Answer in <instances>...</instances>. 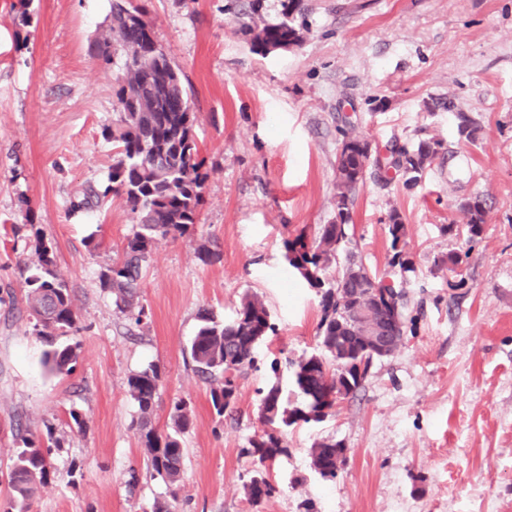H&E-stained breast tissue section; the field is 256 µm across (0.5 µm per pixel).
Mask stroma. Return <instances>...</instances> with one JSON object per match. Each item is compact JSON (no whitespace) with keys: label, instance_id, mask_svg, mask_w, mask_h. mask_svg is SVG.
<instances>
[{"label":"stroma","instance_id":"1","mask_svg":"<svg viewBox=\"0 0 512 512\" xmlns=\"http://www.w3.org/2000/svg\"><path fill=\"white\" fill-rule=\"evenodd\" d=\"M138 2L184 75L210 176L195 230L153 253L142 283L151 318L134 337L98 275L136 216L119 198L76 208L112 167L101 130L117 117L116 67L94 51L110 0H0V512L21 425L59 441L35 512H152L168 490L146 471L126 391L150 363L162 373L156 423L175 398L194 411L176 512H512V0H304L301 46L265 56L226 0ZM465 121L475 140L459 137ZM347 131L381 152L442 142L417 185L388 171L353 194L350 248L404 289L407 333L332 416L288 428L289 452L270 467L278 491L255 506L242 450L262 430V392L288 385L319 321V297L289 268L283 240L335 221ZM475 198L488 215L472 241L460 205ZM393 209L406 273L389 265ZM30 223L52 241L77 307L81 353L68 375L45 369L26 316L21 268L33 252L13 228ZM207 249L221 261L203 262ZM451 252L462 257L456 276L438 264ZM246 294L265 302L276 333L222 419L188 346L199 310L230 317ZM73 409L83 433L67 425ZM326 439L347 450L332 482L311 468Z\"/></svg>","mask_w":512,"mask_h":512}]
</instances>
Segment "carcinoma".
Segmentation results:
<instances>
[{
	"instance_id": "carcinoma-1",
	"label": "carcinoma",
	"mask_w": 512,
	"mask_h": 512,
	"mask_svg": "<svg viewBox=\"0 0 512 512\" xmlns=\"http://www.w3.org/2000/svg\"><path fill=\"white\" fill-rule=\"evenodd\" d=\"M266 0H230L227 10L237 15L240 32L249 38L253 50L267 54L269 48L294 47L303 41L304 27L295 23L302 13L303 0H279L280 18L265 19ZM152 23L140 6L130 0H112L111 25L107 35L95 42L99 59L108 64L122 62L123 74L115 91L118 118L102 129V137L115 150L108 183L83 193L81 204L100 207L110 197H121L137 214L138 223L125 237L118 258L103 266L99 282L112 294L113 305L137 328L150 319L142 303L143 272L157 244L167 238L186 235L199 223L208 172L196 139L197 115L192 110L182 73L165 52L155 53ZM440 142L422 141L414 149H390L388 167L406 176L404 185H414L435 155ZM372 148L364 138L343 133L336 157V221L319 224L312 236L301 232L283 241L284 258L299 277L320 296V319L314 351L291 363L292 390L283 394L279 382L265 391L258 418L264 426L242 452L252 458L253 474L245 488L250 501L258 505L276 492L268 469L277 458L288 454L281 430L311 423L310 415L321 422L336 411V398L359 390L375 362L393 356L405 336L403 290L368 271L362 257L346 254L336 277L326 271L349 241L352 192L364 182L369 169L361 159ZM466 231L471 238L483 233L487 210L479 199L461 204ZM388 232L393 254L390 266L411 269L401 243L405 224L395 208L388 215ZM36 260L21 268L27 288V307L32 332L47 346L43 364L52 373L73 372L80 342L57 343L60 336L79 331L78 314L71 291L56 268L52 242L38 229L32 230ZM199 326L189 345L195 372L210 382V402L215 414L232 415L239 394V378L258 368L259 347L276 332L271 314L256 294L244 295L227 319L211 310L198 313ZM381 319L392 336L384 352L372 349L368 325ZM161 371L156 364L131 373L127 392L137 406L133 425L147 449L148 468L169 487L180 483L185 461L183 435L192 424L193 411L183 399L171 402L169 424L154 422L160 395ZM47 439L26 432L19 435L23 449L9 473L13 491L11 509L32 512L38 489L51 474L50 448L58 444L53 429L46 427ZM346 452L334 440L315 444L311 467L320 477L334 480L340 472L336 461Z\"/></svg>"
}]
</instances>
